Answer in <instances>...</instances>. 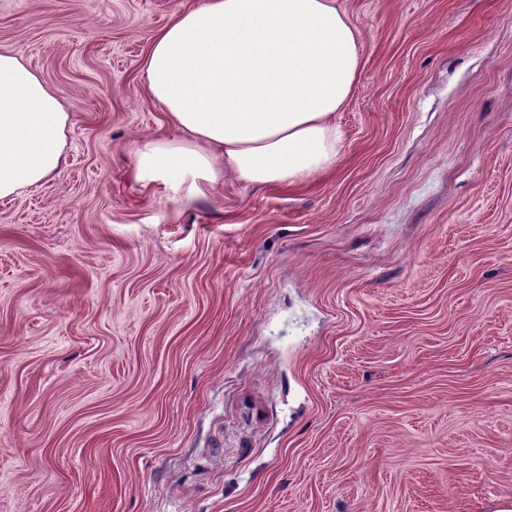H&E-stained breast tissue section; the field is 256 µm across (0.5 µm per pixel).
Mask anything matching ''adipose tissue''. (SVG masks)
I'll return each instance as SVG.
<instances>
[{
	"mask_svg": "<svg viewBox=\"0 0 512 512\" xmlns=\"http://www.w3.org/2000/svg\"><path fill=\"white\" fill-rule=\"evenodd\" d=\"M361 32L337 0H201L156 33L144 62L177 141L147 140L135 175L214 186L232 171L293 184L334 165L336 114L359 79ZM60 91L0 53V198L60 173Z\"/></svg>",
	"mask_w": 512,
	"mask_h": 512,
	"instance_id": "ef3b65f1",
	"label": "adipose tissue"
}]
</instances>
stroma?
Instances as JSON below:
<instances>
[{
	"instance_id": "obj_1",
	"label": "stroma",
	"mask_w": 512,
	"mask_h": 512,
	"mask_svg": "<svg viewBox=\"0 0 512 512\" xmlns=\"http://www.w3.org/2000/svg\"><path fill=\"white\" fill-rule=\"evenodd\" d=\"M198 0H0L65 95L0 200V512L512 508V0H339L335 166L138 181L155 34Z\"/></svg>"
}]
</instances>
